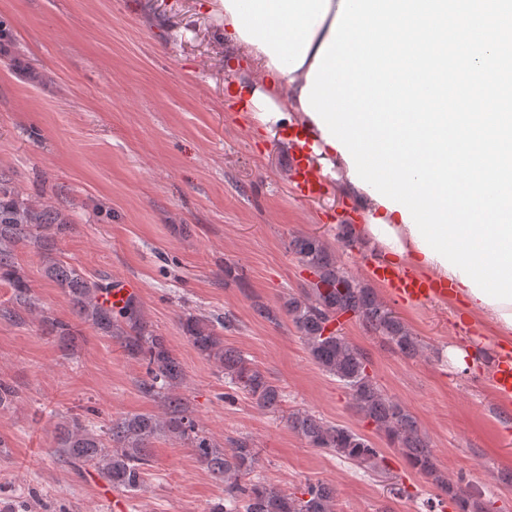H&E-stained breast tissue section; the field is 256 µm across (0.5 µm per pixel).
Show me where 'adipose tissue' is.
Segmentation results:
<instances>
[{"mask_svg":"<svg viewBox=\"0 0 512 512\" xmlns=\"http://www.w3.org/2000/svg\"><path fill=\"white\" fill-rule=\"evenodd\" d=\"M340 4L341 0H212V11L223 22L230 44L254 68L251 78L232 83L234 97L252 112L258 128L290 123L294 144L306 146L323 171L341 181L343 194L358 202L363 218L359 231L387 262L447 282L463 311L491 323L499 341L512 340V303L483 302L462 283L460 274L424 254L401 213L352 182L338 148L327 143L317 122L304 111L301 96L307 75L331 37Z\"/></svg>","mask_w":512,"mask_h":512,"instance_id":"ef3b65f1","label":"adipose tissue"}]
</instances>
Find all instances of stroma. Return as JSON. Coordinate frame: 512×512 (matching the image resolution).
Returning <instances> with one entry per match:
<instances>
[{
  "label": "stroma",
  "mask_w": 512,
  "mask_h": 512,
  "mask_svg": "<svg viewBox=\"0 0 512 512\" xmlns=\"http://www.w3.org/2000/svg\"><path fill=\"white\" fill-rule=\"evenodd\" d=\"M249 69L208 0H0V179L21 206L53 210L66 226L52 234L51 255L33 244L14 250L35 307L0 316V380L16 391L0 407V512L19 492L35 512H108L94 466L59 457L57 425L75 414L104 424L158 409L137 387L141 362L75 316L46 272L51 257L135 285L145 318L182 365L180 393L198 429L221 444L249 438L267 484L294 494L327 483L336 512H428L436 487L405 468L350 391L310 358L292 322L253 314L254 304L275 309L309 287L289 248L308 234L425 346L408 358L362 322H345L377 383L417 417L450 479L475 485L491 512H512V405L490 380L500 349L492 326L442 296L402 302L369 276L381 255L336 238L338 225L360 224L359 206L337 180L314 194L297 185L293 148L255 131L227 97ZM228 266L242 269V280L225 277ZM187 312L234 319L224 343L281 387L278 413L242 391L225 400L223 375L180 326ZM47 316L70 323L72 343L49 335ZM451 345L475 347V365L455 366ZM296 409L367 436L387 473L309 446L286 422ZM121 498L125 512H209L224 484L187 444L161 435L142 490Z\"/></svg>",
  "instance_id": "1"
}]
</instances>
